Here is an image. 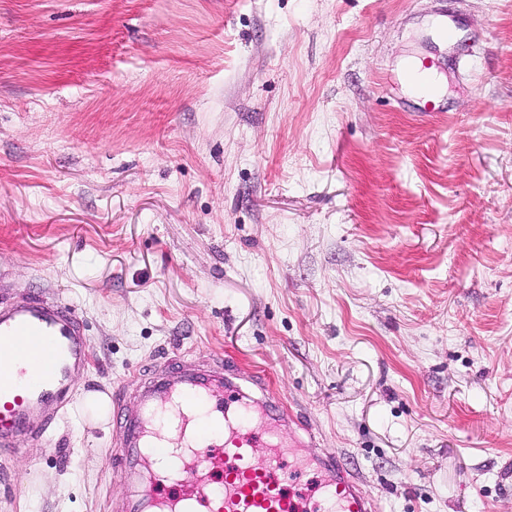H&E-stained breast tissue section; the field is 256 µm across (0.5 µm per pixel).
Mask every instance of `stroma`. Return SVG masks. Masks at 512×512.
Returning <instances> with one entry per match:
<instances>
[{
  "label": "stroma",
  "mask_w": 512,
  "mask_h": 512,
  "mask_svg": "<svg viewBox=\"0 0 512 512\" xmlns=\"http://www.w3.org/2000/svg\"><path fill=\"white\" fill-rule=\"evenodd\" d=\"M33 293L91 357L0 512H111L85 393L217 355L384 512H512V0H0V302Z\"/></svg>",
  "instance_id": "35a3bbf8"
}]
</instances>
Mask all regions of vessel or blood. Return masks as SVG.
<instances>
[{
  "label": "vessel or blood",
  "instance_id": "b4317fda",
  "mask_svg": "<svg viewBox=\"0 0 512 512\" xmlns=\"http://www.w3.org/2000/svg\"><path fill=\"white\" fill-rule=\"evenodd\" d=\"M89 352L67 305L32 295L0 306V450L10 451L19 436H47L69 401L70 370ZM130 384L139 411L113 413L119 431L111 462L134 491L116 512H379L347 462L318 448L310 432L279 440L289 415L259 376L226 369L218 356L205 368L163 364ZM169 414L193 442H169ZM292 446L317 475L314 497L286 486L281 462Z\"/></svg>",
  "mask_w": 512,
  "mask_h": 512
}]
</instances>
